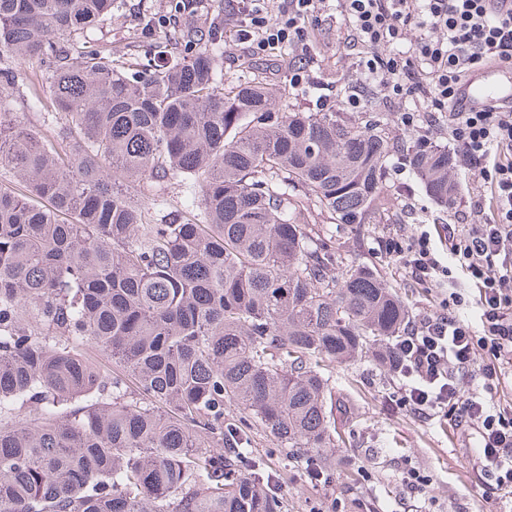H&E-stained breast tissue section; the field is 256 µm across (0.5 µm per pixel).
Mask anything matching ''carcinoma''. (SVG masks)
Segmentation results:
<instances>
[{
  "label": "carcinoma",
  "mask_w": 512,
  "mask_h": 512,
  "mask_svg": "<svg viewBox=\"0 0 512 512\" xmlns=\"http://www.w3.org/2000/svg\"><path fill=\"white\" fill-rule=\"evenodd\" d=\"M112 2L0 0V86L37 59L52 88L22 95L41 135L0 97V417L27 410L0 421V512H282L254 435L330 469L323 367L387 365L409 318L332 235L384 211L391 147L378 123L288 111L254 73L219 91L218 32L140 70L76 45ZM403 160L456 203L455 153ZM186 179L190 220L138 201Z\"/></svg>",
  "instance_id": "carcinoma-1"
}]
</instances>
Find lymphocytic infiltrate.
I'll return each mask as SVG.
<instances>
[{"label": "lymphocytic infiltrate", "instance_id": "f902f5d3", "mask_svg": "<svg viewBox=\"0 0 512 512\" xmlns=\"http://www.w3.org/2000/svg\"><path fill=\"white\" fill-rule=\"evenodd\" d=\"M324 0H231L228 16L241 42L273 52L289 46L288 81L311 80L309 24ZM350 38L361 47L360 73L348 103L360 108L366 87L399 104L398 120L422 128L447 113L448 133L462 159L477 168L483 192L469 229L452 224L437 251L428 231L410 244L389 237L379 248L418 285L463 273L474 299L452 292L439 312L410 319L390 360L402 399L416 414L440 411L450 428L472 432L483 476L512 494V406L496 395L512 365V105L463 112L456 97L469 71L512 66V0H336ZM423 100V110L411 104ZM472 303L477 321L454 309Z\"/></svg>", "mask_w": 512, "mask_h": 512}]
</instances>
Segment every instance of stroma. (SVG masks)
<instances>
[{"label":"stroma","mask_w":512,"mask_h":512,"mask_svg":"<svg viewBox=\"0 0 512 512\" xmlns=\"http://www.w3.org/2000/svg\"><path fill=\"white\" fill-rule=\"evenodd\" d=\"M172 0H115L111 17L87 32L94 46H107L113 59L124 62L154 54L163 45L166 29H144L143 19L163 18L182 29L189 40L207 38L223 24L226 0H202L196 11L171 9ZM345 21L334 0H327L310 38L314 56L312 81L298 89L288 86V72L274 56L225 36L218 58V85L233 84L241 71L255 67L267 82L285 87L288 105L300 112H347V98L359 76L358 52L345 44ZM358 124L378 120L395 150L413 146L418 132L397 121V105L371 91L353 112ZM460 186L456 204L448 209L426 195L408 167L392 161L383 180L387 210L375 235L359 239L353 228L337 229L336 252L341 257L375 266L388 286L416 315L436 306L440 286H418L406 279L394 259L380 254L378 238L410 236L424 224H460L467 204L480 195L482 180L474 170L458 166ZM332 394L343 407L336 416L338 436L333 450L332 482H311L302 458L289 459L277 468L284 494L283 512H512V500L488 487L472 447L460 435L450 434L442 418H420L399 404L401 382L385 368L361 358L353 364L328 367ZM419 468L430 479L423 493L406 497L402 478Z\"/></svg>","instance_id":"stroma-1"}]
</instances>
